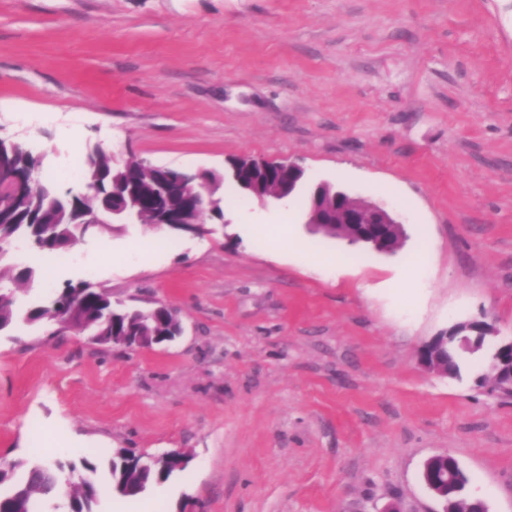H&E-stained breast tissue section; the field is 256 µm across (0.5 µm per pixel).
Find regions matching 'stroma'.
Wrapping results in <instances>:
<instances>
[{"mask_svg":"<svg viewBox=\"0 0 512 512\" xmlns=\"http://www.w3.org/2000/svg\"><path fill=\"white\" fill-rule=\"evenodd\" d=\"M0 137L65 187L75 148L290 160L405 230L380 254L313 232L308 188L264 205L226 184L223 223L114 224L48 276L30 258L26 300L87 281L170 304L181 334L0 332V461L76 483L118 448L188 456L130 501L100 485L98 512H442L421 470L448 453L470 497L512 512V399L476 386L482 354L459 379L420 360L461 322L512 336V0H0Z\"/></svg>","mask_w":512,"mask_h":512,"instance_id":"35a3bbf8","label":"stroma"}]
</instances>
